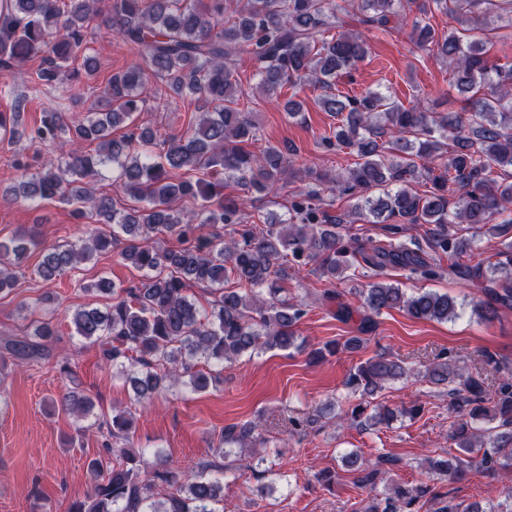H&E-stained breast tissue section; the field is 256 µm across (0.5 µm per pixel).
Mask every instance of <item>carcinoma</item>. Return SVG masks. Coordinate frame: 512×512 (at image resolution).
Masks as SVG:
<instances>
[{
	"label": "carcinoma",
	"instance_id": "obj_1",
	"mask_svg": "<svg viewBox=\"0 0 512 512\" xmlns=\"http://www.w3.org/2000/svg\"><path fill=\"white\" fill-rule=\"evenodd\" d=\"M363 24L383 32L399 31L412 19L410 39L416 49L453 67L454 86L463 107L438 112L421 101L405 106L380 91L346 96L336 80L358 68L369 55L361 35L324 33L337 27L336 0H244L232 11L226 0H110L101 13L99 0H0V96L14 93L21 66L38 59L39 93L74 90L78 102L82 79L97 71L86 30L101 19L109 34L132 45L138 62L112 74L96 88L93 108L83 120L63 112L42 113L32 138L68 147L57 163L29 173L21 153L11 164L22 172L13 190L25 201L57 199L72 208L74 218L97 217L112 231L93 228L85 243L45 247L37 234L22 229L0 241V294L17 285V269L26 255L42 252L37 275L53 281L99 252L114 251L144 272L128 287L99 278L83 287L87 293L112 298L100 309L83 306L71 314L75 335L99 347L102 359L125 375L130 405L112 415L95 416L89 428L103 437L102 450L88 462L93 478L90 493L69 504L67 512H224L221 480L229 465L208 460L187 469H172L160 453L149 465L144 452L131 449L129 435L135 412L148 408L166 383L203 391L221 381V372H205L199 364L233 362L245 353L272 348H298L295 328L305 305L285 295L288 264H315L330 284L345 278L357 265L370 282L359 289L363 308L358 336L325 344L331 354L355 350L375 317L398 309L417 320L446 322L457 317L446 294L425 291L409 295L394 284L378 281L390 269L407 279H441L445 275L480 280L488 295L481 315L491 319L512 307V65L489 63L486 41L468 33L482 30L492 19L512 24V0H351ZM439 11L459 27L440 36L430 24ZM247 55L256 65L261 88L311 86L317 102L338 118L331 135L321 139L327 150L349 148L360 161L328 177L323 171L293 167L294 149L268 144L255 152L258 127L250 113L238 108L242 88L237 61ZM82 60V69L72 63ZM153 81L170 90L163 106L188 97L211 105L180 135L159 139L136 123L146 105L144 91ZM21 112L0 113V137L11 142L24 135ZM118 128L126 133L112 136ZM96 144L93 152L85 144ZM120 168L124 192L137 206H116L98 197L87 179L109 162ZM501 171L492 177L493 169ZM308 178L294 193L288 219L278 224H249L248 197L276 194L286 175ZM423 185L426 190L419 191ZM235 187L238 193L226 194ZM351 201L333 213L325 195ZM197 210L187 213L181 204ZM388 224L394 236L365 244L344 242L341 227L355 219ZM403 224H432L422 245L400 236ZM470 224L501 240L498 260L482 267L462 258L472 239L459 235L458 225ZM174 234L179 245L161 249L157 235ZM234 280L238 288H226ZM193 285L213 288V299L201 304L188 294ZM56 331L49 318L35 320L21 337L0 342V353L16 361L50 359ZM404 361L377 352L350 370L345 387L359 399L342 410L340 419L356 422L369 406L370 420L389 424L396 412L373 400L391 381L404 378ZM424 381L448 393V410L456 421L451 435L458 454L435 462L444 479L463 480L473 467L488 473L512 468V364L487 356L486 366L471 371L461 357L442 351L422 373ZM62 406L78 416L93 414L95 402L79 384L66 388ZM499 421L493 428L479 421ZM262 420L224 428L216 454L227 459L234 450L254 456L267 449ZM358 473L357 484L372 493L363 512H415L427 495L439 500L435 512H512L508 505H464L439 499L424 485L395 483L380 499L374 495L384 476L401 468L402 460L387 454L375 459L346 458ZM173 489L163 493L160 487Z\"/></svg>",
	"mask_w": 512,
	"mask_h": 512
}]
</instances>
